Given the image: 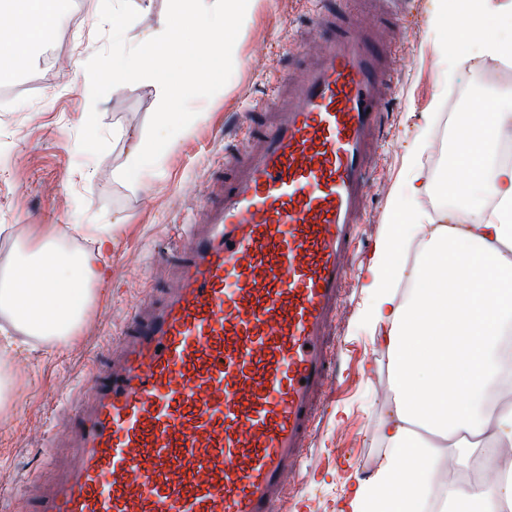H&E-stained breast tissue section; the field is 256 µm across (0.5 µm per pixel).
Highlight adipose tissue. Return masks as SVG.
I'll list each match as a JSON object with an SVG mask.
<instances>
[{"label": "adipose tissue", "instance_id": "ef3b65f1", "mask_svg": "<svg viewBox=\"0 0 512 512\" xmlns=\"http://www.w3.org/2000/svg\"><path fill=\"white\" fill-rule=\"evenodd\" d=\"M494 0H472L459 20L463 37L479 50L512 51L486 21ZM12 26L0 30V73L14 71L56 23L59 0H10ZM512 126V108L487 104L457 123L459 173L440 192L455 211L473 213L468 224H415L395 208L367 268L375 296L371 320L391 365L389 415L377 432L388 453L369 475L356 478L340 512H423L442 462L456 470L483 463L495 477L448 489L435 512H512V161L500 133ZM422 235L418 259L400 252ZM0 237L14 242L0 277V417L11 410V352L32 344L47 352L66 346L81 329L87 308L111 278L112 227L69 224L36 244L16 237L10 224ZM412 289L399 296L391 280Z\"/></svg>", "mask_w": 512, "mask_h": 512}]
</instances>
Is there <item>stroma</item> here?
Listing matches in <instances>:
<instances>
[{
	"mask_svg": "<svg viewBox=\"0 0 512 512\" xmlns=\"http://www.w3.org/2000/svg\"><path fill=\"white\" fill-rule=\"evenodd\" d=\"M101 0H82L75 22L59 17L53 32L0 88L18 90L14 112H0V128L12 127L14 156L0 167V225H16L38 242L55 226L108 224L115 246L108 291L87 310L77 336L53 354L35 348L14 365L12 411L0 419V512L19 504L59 477L66 455L48 464L45 446L56 421L76 404L89 369L107 367L114 339L122 335L136 305L160 299L184 251L180 225L200 203L214 198L230 173L233 157L244 154L255 127L274 118V99L288 73L303 69L302 45L326 37L344 0H255L233 48V73L211 99L191 106L202 118L179 133L165 162L164 180L133 186L117 170L130 136L146 133L157 107L152 86L132 83L108 92L97 107L109 137L99 156L79 148V131L90 104V84L75 66L106 48L108 26L100 22ZM322 15L324 29L313 27ZM381 35L394 65L388 108L375 130L378 148L370 168L371 188L358 228L353 266L329 328L334 389L324 395L316 429L300 473L280 512H339L341 497L365 463L383 453L376 431L390 405L389 365L368 320L373 296L362 271L371 262L390 208L411 212L415 223H432L440 179L433 167L435 144L454 159L451 133H440L454 89L466 86L465 111H482L489 96L512 102V85L498 84L501 57L470 51L468 64L440 57L435 0H408L404 18H384ZM424 143L415 151L416 143ZM429 179L430 192H404L409 166Z\"/></svg>",
	"mask_w": 512,
	"mask_h": 512,
	"instance_id": "obj_1",
	"label": "stroma"
}]
</instances>
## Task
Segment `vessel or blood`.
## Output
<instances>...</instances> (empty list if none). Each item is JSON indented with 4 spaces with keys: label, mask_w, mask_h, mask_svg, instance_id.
Segmentation results:
<instances>
[{
    "label": "vessel or blood",
    "mask_w": 512,
    "mask_h": 512,
    "mask_svg": "<svg viewBox=\"0 0 512 512\" xmlns=\"http://www.w3.org/2000/svg\"><path fill=\"white\" fill-rule=\"evenodd\" d=\"M377 16H348L292 79L224 193L183 225L176 281L91 372L65 473L27 512H278L330 384L324 346L387 109Z\"/></svg>",
    "instance_id": "1"
}]
</instances>
